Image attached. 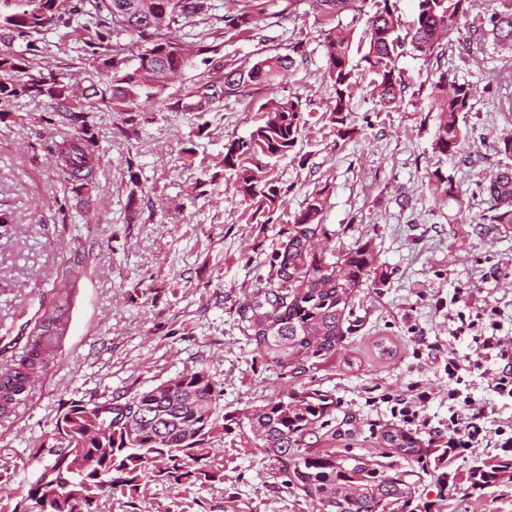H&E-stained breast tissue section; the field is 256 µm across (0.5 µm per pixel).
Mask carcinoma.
<instances>
[{
  "mask_svg": "<svg viewBox=\"0 0 512 512\" xmlns=\"http://www.w3.org/2000/svg\"><path fill=\"white\" fill-rule=\"evenodd\" d=\"M276 0H235L224 16V27L215 36L219 43H195L211 74L185 88L165 95L169 84L191 66L192 55L181 52L185 41L177 33L208 15L209 0H0V30L20 41V50L0 54V100L22 96H46L50 112L74 111L73 95L66 75L33 71L29 57L40 52L34 35L51 28L95 29V40L80 47L94 62L87 72L85 98L95 108L128 112L140 102L163 98L172 112H195L203 116L225 94L263 85L269 92L256 105L257 123L249 135L227 141L221 164L236 191L255 208L254 214L275 211L286 190L270 177L278 160L294 151L308 124L299 97L274 91L277 80L289 71L296 57L306 56V43L297 40L290 54L263 56L247 67L228 68L219 56L222 39L251 37L253 25ZM316 25L327 59V76L334 97L327 112L336 127V137L346 141L355 134L348 123L355 71L372 76L373 92L382 105L402 103L409 82L398 59L407 48L425 59L441 63L453 50L451 34L459 30L474 0H417L416 14L404 25L397 0H314ZM375 11L370 13L367 6ZM167 17L164 27L154 26L158 15ZM367 17L365 29L355 36L359 19ZM466 40L481 47L488 40L494 48L512 53V0H491L486 11L467 28ZM130 42H125V39ZM112 46V56L99 50ZM108 81H98L99 70ZM473 87L446 70H438L432 87L430 111L436 113L433 153L455 156L463 150L467 133L460 116L471 111ZM498 154L508 162L498 166L480 190L487 195L484 220L503 231L512 230V134L496 141ZM55 153L62 172L84 187L93 178L95 150L87 130L57 145ZM431 189L444 202L461 205L451 175L436 168L429 174ZM330 187L323 185L309 195L306 206L294 214L288 227L279 231V242L269 254L266 286L253 292L252 306L245 307L246 332L256 351L271 366L300 377L329 363L345 336L355 330L352 301L366 283H385L371 240L359 239L343 253L312 252L308 238L326 235L324 214ZM46 345V337L29 342L26 355L14 372L0 377V410L19 403L26 392L30 372ZM174 389L170 396L156 388L130 393L105 392L101 399L112 402V413L90 420L79 416L94 403L74 400L57 418L53 438L62 435L61 423L71 426L67 447L52 449L66 460L64 473L48 474L58 462L43 465L28 491L31 505L13 512H99V502L115 493L131 497L148 481L180 483L201 474L211 462L213 444L229 426L218 425L216 402L223 390L204 368L181 372L165 380ZM252 417L230 418L238 427L247 426L251 445L274 462L284 483L303 493L315 512H417L414 491L407 473H388V467L363 456L338 455L315 447L310 438L336 437V399L329 391L304 388L284 393L251 411ZM197 432L188 440L186 433ZM387 447L404 459L419 463L437 454V463L448 460V448H425L421 441L400 427L381 433ZM512 482V459H492L469 470L466 481L482 491Z\"/></svg>",
  "mask_w": 512,
  "mask_h": 512,
  "instance_id": "cac0c4a2",
  "label": "carcinoma"
}]
</instances>
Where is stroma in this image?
I'll list each match as a JSON object with an SVG mask.
<instances>
[{"instance_id":"obj_1","label":"stroma","mask_w":512,"mask_h":512,"mask_svg":"<svg viewBox=\"0 0 512 512\" xmlns=\"http://www.w3.org/2000/svg\"><path fill=\"white\" fill-rule=\"evenodd\" d=\"M91 31L59 28L39 36L42 72L69 74L83 92L89 64L78 48ZM307 57L296 61L276 90L301 98L309 123L301 159L285 158L273 174L286 196L268 224L258 223L228 176L216 165L228 140L247 136L266 87L213 103L198 129L191 112L147 110L97 113L88 130L96 144L95 179L74 191L53 151L74 133L68 116H46L47 97L0 104V375L14 365L15 346L56 330L26 397L0 414V483L11 503L28 495L49 463L51 434L61 408L103 391H144L178 373L206 368L224 390L217 415L241 414L284 392L319 388L336 399L337 418L353 420L351 434L327 445L340 454L370 457L409 471L415 501L429 512H512V489L470 492L464 481L476 461L512 457L505 448H476L453 457L448 485L439 489L434 464L393 454L381 438L404 425L397 409L412 387L428 390L422 422L407 426L422 441L448 439V357L477 361L471 333H456L449 305L467 312L497 309L499 336L512 341V233L487 224L480 192L503 157L497 137L512 133V56L486 47L478 58L453 53L445 67L475 87L466 117L468 142L438 160L431 143L428 98L383 107L370 77L356 74L348 122L355 134L337 140L325 116L334 95L326 74L314 11L260 17L248 40L224 43L226 62L255 61L268 50L287 53L296 40ZM196 148L186 162L187 148ZM452 174L461 205L427 188L435 169ZM329 185L325 248L371 240L387 272L385 286L363 285L353 306L359 322L334 361L299 378L280 374L255 352L241 321L249 295L264 287L266 260L316 186ZM461 220L450 223V215ZM390 347L380 355L378 341ZM502 363L473 370L474 407H496L502 421L512 406L494 390ZM215 479L181 486L150 482L144 494L101 499L100 512H314L287 487L259 449L235 431L215 443Z\"/></svg>"}]
</instances>
